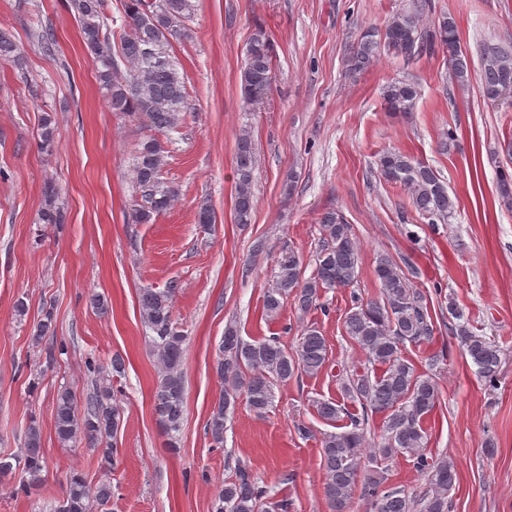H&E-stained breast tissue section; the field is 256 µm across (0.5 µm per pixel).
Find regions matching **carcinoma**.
Segmentation results:
<instances>
[{"instance_id": "1", "label": "carcinoma", "mask_w": 512, "mask_h": 512, "mask_svg": "<svg viewBox=\"0 0 512 512\" xmlns=\"http://www.w3.org/2000/svg\"><path fill=\"white\" fill-rule=\"evenodd\" d=\"M106 0H69L78 18L80 34L87 50L100 63L98 81L106 91L114 112L136 115L146 126L157 131H171L182 122L187 96L184 78L170 55V40L185 31L189 0H123L125 30L117 45L119 56L127 64L121 74L115 67L110 34L103 31ZM427 0L395 13L385 30L368 29L350 47L346 71L356 75L367 69L381 48L398 56H407L410 48L442 49L457 36L451 17H444L431 32L422 29V15ZM482 93L484 98L512 108V48L494 41L480 47ZM0 59L20 64L21 57L14 40L0 31ZM452 80L459 86L469 81L466 55L449 60ZM273 79V44L262 28L252 34L242 70V98L253 104L268 94ZM388 111L409 113L419 98L418 84L413 79H395L382 88ZM54 145L51 115L41 118V149L49 152ZM167 151L161 141L149 136L136 152L132 174L136 200L130 218L136 224H148L169 210L177 190L163 183L160 174L166 165ZM236 182L234 217L238 224L251 221L254 207L253 180L255 157L251 138L242 133L236 143ZM377 175L389 183H399L412 190L415 208L431 223L444 222L454 209L447 185L434 170L400 151L381 155ZM48 203L42 209L44 224H62L63 210L56 205L55 191L46 188ZM320 247L315 270L304 276L303 258L288 249L276 261L273 283L268 288L264 309L276 316L284 302L293 299L299 310L315 307L322 291L352 286L359 275V249L352 228L334 211L320 218ZM381 299L358 303L346 315L344 330L365 354L371 367L354 372L342 382V392L362 407L361 417H350V429L341 424L345 408L334 399L316 403L318 415L338 424L340 431L322 439L324 470L323 492L330 512H350L356 489L372 512H448V496L457 478L452 458L442 456L428 461L425 456L426 432L423 422L439 402V388L430 376L416 372L413 363L402 356L406 344H417L434 334V321L424 293L414 288L401 266L388 256H381L375 266ZM177 293L174 282L162 290L145 288L139 297L140 313L153 355L161 367L153 395V411L169 436V447L177 448L186 411L185 382L182 359L187 336L172 318V303ZM53 315L47 311L34 326L33 342L54 334ZM456 335L479 375L492 382L500 368V350L493 343L472 335L466 326H455ZM328 362L325 337L317 328H303L294 350L287 351L275 340L248 342L233 325L224 329L219 346L216 371L228 384L214 403L208 433L214 444H224V428L229 409L240 395L257 414L266 412L274 401V387L299 374L316 376ZM87 369L93 374V393L81 408L69 388L58 391L54 428L63 448H76L86 442L98 446L117 436L123 422V410L114 398L110 376L125 370L124 360L115 356L109 366L94 361ZM385 415L384 443L378 448L365 446V424L369 414ZM413 459V465L427 474L428 487L415 499L397 487L384 485L385 477H363L364 458L389 461L397 456ZM113 446L101 449L103 476L94 485L87 483L79 471L70 472L66 490L54 512H108L112 500ZM46 467V448L42 430L36 419H30L24 430L21 456L11 462L0 457V481L18 480L19 490L26 492L38 486ZM292 503L277 498L259 485L247 465L238 462L235 473L224 483L211 503V512H290Z\"/></svg>"}]
</instances>
